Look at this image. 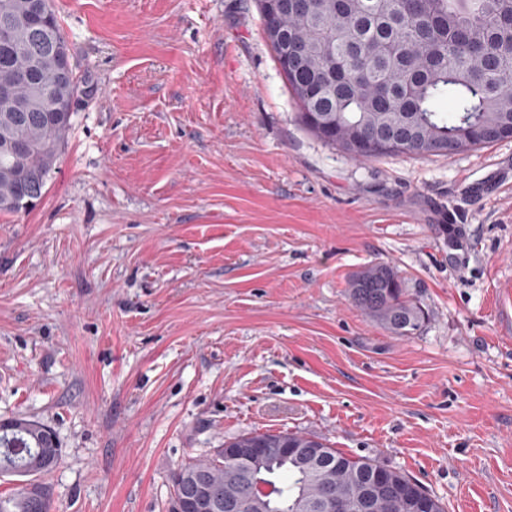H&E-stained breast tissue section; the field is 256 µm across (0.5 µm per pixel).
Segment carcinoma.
<instances>
[{
  "label": "carcinoma",
  "instance_id": "obj_1",
  "mask_svg": "<svg viewBox=\"0 0 512 512\" xmlns=\"http://www.w3.org/2000/svg\"><path fill=\"white\" fill-rule=\"evenodd\" d=\"M33 0H0V15L25 22L20 40L0 38V213L32 210L46 191L65 146L78 98H93L97 87L79 74L54 9L34 10ZM350 14L341 0H311L307 19H275L270 38L276 61L303 104L301 119L323 143L338 144L336 132H354L368 146L360 159L398 151L425 155L464 144H491L480 133L512 114V0H361ZM453 102L444 112L440 103ZM402 142V149L384 142ZM355 307L398 336L419 330L428 312L408 291L397 268L380 263L354 275L348 284ZM256 443L272 450L329 444L288 432L243 434L226 448ZM336 462L314 481L301 479L295 457L264 455L256 466L273 483L277 497L256 509L246 472L234 474L222 453L190 461L173 475V492L194 475L212 492L238 499L242 512H296V498L316 499L329 487L349 501L360 497L379 474L387 485L372 512H402L405 496L427 490L406 474L372 459L353 458L330 448ZM63 460L55 433L21 417L0 428V476L18 478L19 488L0 499V512H49L50 489L42 478Z\"/></svg>",
  "mask_w": 512,
  "mask_h": 512
}]
</instances>
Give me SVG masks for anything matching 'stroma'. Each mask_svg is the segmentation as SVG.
I'll list each match as a JSON object with an SVG mask.
<instances>
[{"label":"stroma","instance_id":"obj_1","mask_svg":"<svg viewBox=\"0 0 512 512\" xmlns=\"http://www.w3.org/2000/svg\"><path fill=\"white\" fill-rule=\"evenodd\" d=\"M53 7L98 92L42 201L0 214V420L59 439L50 512H168L181 464L278 431L512 512V190L468 192L512 140L324 145L257 0ZM379 262L429 313L412 335L348 296Z\"/></svg>","mask_w":512,"mask_h":512}]
</instances>
